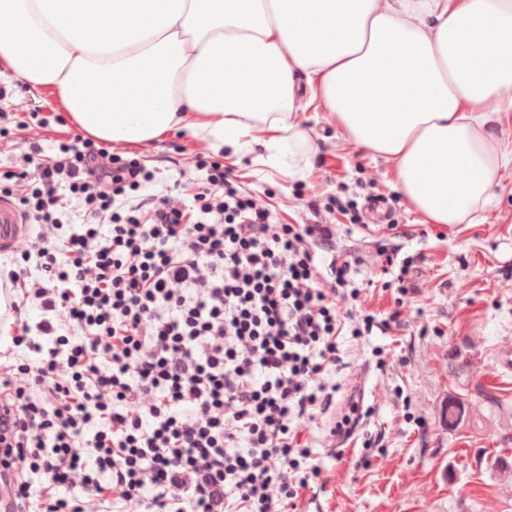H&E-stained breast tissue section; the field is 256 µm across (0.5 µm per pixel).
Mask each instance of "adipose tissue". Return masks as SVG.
Returning a JSON list of instances; mask_svg holds the SVG:
<instances>
[{
    "mask_svg": "<svg viewBox=\"0 0 512 512\" xmlns=\"http://www.w3.org/2000/svg\"><path fill=\"white\" fill-rule=\"evenodd\" d=\"M0 73L98 140L184 129L238 156L260 128L283 168L308 144V98L430 224L466 223L512 166L495 132L512 0H0Z\"/></svg>",
    "mask_w": 512,
    "mask_h": 512,
    "instance_id": "ef3b65f1",
    "label": "adipose tissue"
}]
</instances>
